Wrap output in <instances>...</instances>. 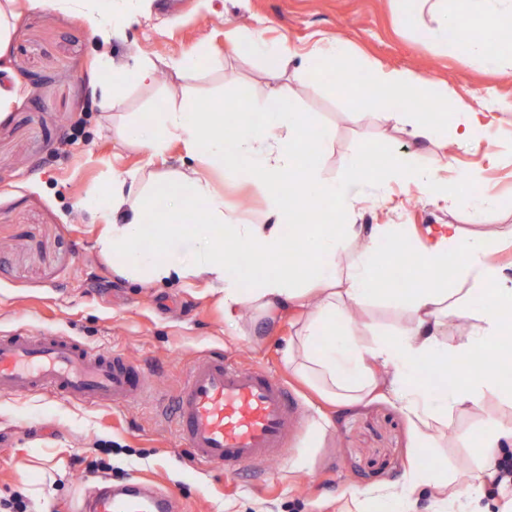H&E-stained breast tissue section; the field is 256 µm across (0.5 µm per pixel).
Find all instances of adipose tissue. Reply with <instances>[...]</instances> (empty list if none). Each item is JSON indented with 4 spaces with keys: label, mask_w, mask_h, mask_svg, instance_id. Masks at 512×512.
Wrapping results in <instances>:
<instances>
[{
    "label": "adipose tissue",
    "mask_w": 512,
    "mask_h": 512,
    "mask_svg": "<svg viewBox=\"0 0 512 512\" xmlns=\"http://www.w3.org/2000/svg\"><path fill=\"white\" fill-rule=\"evenodd\" d=\"M113 2L53 0L54 6L85 12L94 36L105 43L112 37ZM391 2L400 22L406 21L410 6H417L429 18V37L465 65L494 66L501 49H512V40L502 37L512 27V0H464L473 19L498 33L492 43L463 32L453 0ZM11 13L10 4L0 0V110L21 100L5 61ZM251 49L265 57L271 77L259 115L248 112L229 123L223 113L209 109L166 106L120 129L123 141L155 154L179 142L198 166L174 174L136 170L113 175L108 220L96 240L99 253L119 275L140 283L206 278L231 323L245 307L266 313L306 309L297 340L288 346V363L334 403H358L381 394L409 418L424 425L433 421L443 429L455 412L484 410L487 398L512 405V383L500 372L512 362V336L503 325L505 308H512V273L492 260L499 236L488 232L472 238L456 225L442 224L429 229L411 260L403 225L344 221L354 207L350 184L390 178L412 184L431 199L453 200L479 216L483 203L469 191L476 174L461 173L451 184L437 170L416 169L381 154L371 164L349 159L347 180L325 177L318 160L329 139L308 136L302 113L278 81L280 63L292 56V49L287 42L270 44L259 37ZM362 86L368 91L367 107L414 140L428 141L447 129L466 145L491 137L490 131L472 130L463 110L449 102L437 83L410 71L370 67ZM414 100L427 102L428 110H397V103ZM212 169L262 189L263 221L243 211H225L224 195L208 175ZM313 199L328 217L319 224L302 223V206ZM291 241L298 257L286 255ZM382 259L407 274L413 288L380 287L376 272ZM245 267L251 280L247 289L241 276ZM374 296L405 300L408 316L397 334L371 343L354 332L350 309ZM454 318L467 321L468 328L448 341L443 331ZM469 447L480 463L470 479L442 477L414 465L384 495L354 493L355 512H402L427 489L453 503L487 483L498 486V512H512V487L497 480L499 460L512 452V422L488 418Z\"/></svg>",
    "instance_id": "adipose-tissue-1"
}]
</instances>
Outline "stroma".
<instances>
[{
  "instance_id": "obj_1",
  "label": "stroma",
  "mask_w": 512,
  "mask_h": 512,
  "mask_svg": "<svg viewBox=\"0 0 512 512\" xmlns=\"http://www.w3.org/2000/svg\"><path fill=\"white\" fill-rule=\"evenodd\" d=\"M7 57L22 101L0 119V333L61 330L145 366L156 391L170 393L187 364L211 352L285 379L301 402L302 425L285 455L235 476L204 467L161 417L151 396L121 406L88 405L29 393L0 396V500L22 495L27 512H72L102 485L142 481L170 494L179 512H350L352 491H377L413 461L458 470L466 443L485 422L474 413L448 421L453 441L423 451L414 425L391 401L335 405L288 366L285 351L300 316L269 319L249 309L238 327L206 292L205 279L141 285L117 275L98 253L104 216L87 208L117 171L155 173L193 167L181 143L161 156L120 141L117 129L162 106L207 101L217 110L234 98L263 101L269 75L249 37L285 41L295 53L281 71L310 127L330 137L320 166L341 177L348 158L376 149L441 177L477 174L475 193L498 198L473 218L452 203L433 201L394 180L364 182L352 211L355 224H403L425 241L429 227L454 224L471 236L496 230V263L512 269V60L499 69L466 67L437 47L418 24L396 23L389 0H143L139 13L117 18L109 43L94 37L84 13L16 0ZM341 36L353 49L343 62L321 63L322 78L300 54L321 37ZM196 58V65L179 62ZM155 65L159 78L134 83L113 106L103 61ZM409 70L440 83L465 109L471 128L492 127L491 145L466 146L452 133L415 142L367 112L362 91L339 89L338 75L368 65ZM231 211L260 214L258 187L213 173ZM356 331L366 340L395 334L407 314L371 300L359 308ZM55 478L48 506L29 492L44 468Z\"/></svg>"
}]
</instances>
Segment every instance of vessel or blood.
Instances as JSON below:
<instances>
[{"label": "vessel or blood", "instance_id": "obj_1", "mask_svg": "<svg viewBox=\"0 0 512 512\" xmlns=\"http://www.w3.org/2000/svg\"><path fill=\"white\" fill-rule=\"evenodd\" d=\"M49 392L88 404L120 405L151 395L140 365L55 331L0 335V394ZM175 432L194 459L236 473L282 457L298 423L287 382L261 368L208 354L187 369L180 388L162 396ZM162 491L131 483L98 489L81 512H174Z\"/></svg>", "mask_w": 512, "mask_h": 512}]
</instances>
